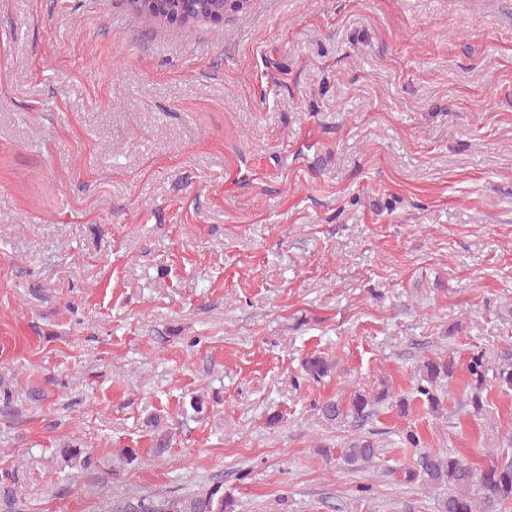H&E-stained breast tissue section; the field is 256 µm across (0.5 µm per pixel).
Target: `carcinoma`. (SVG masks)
<instances>
[{
  "mask_svg": "<svg viewBox=\"0 0 512 512\" xmlns=\"http://www.w3.org/2000/svg\"><path fill=\"white\" fill-rule=\"evenodd\" d=\"M490 357L483 350L470 352L466 362L467 377L462 395L465 406L478 415L489 407L493 391H512V353L502 355L501 362L490 366ZM333 363L320 354L307 356L302 363L303 379L319 384L331 375ZM457 371L454 353L427 357L417 366L415 398L433 412L443 408L441 395L444 383L453 380ZM396 411L404 416L410 409V399L390 393L384 386L375 393L356 389L347 399L331 397L318 402L315 410L327 423L349 421L362 428L377 413V407ZM318 453L343 464L362 468L380 456V448L372 437L359 434L332 454L331 448L318 447ZM56 454L68 465H78L85 471L95 468L94 456L78 441L66 444ZM404 480L419 481L429 488L446 491L438 499L439 512H498L502 506H512V457L493 458L491 467L482 475L452 454L424 450L417 454L413 467L404 471ZM17 480L13 473L0 474V512H19ZM234 494L214 484L184 495L151 493L110 498L104 512H236Z\"/></svg>",
  "mask_w": 512,
  "mask_h": 512,
  "instance_id": "carcinoma-1",
  "label": "carcinoma"
}]
</instances>
